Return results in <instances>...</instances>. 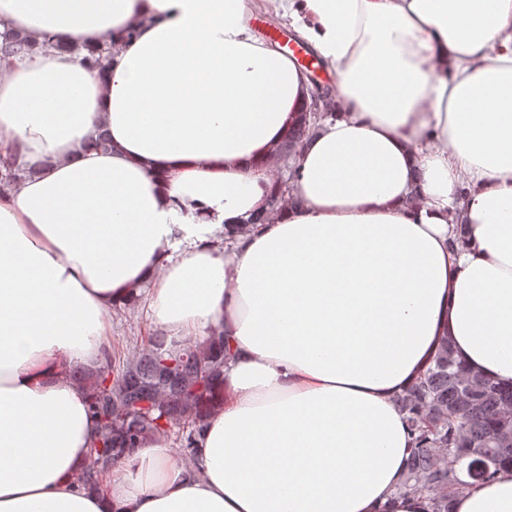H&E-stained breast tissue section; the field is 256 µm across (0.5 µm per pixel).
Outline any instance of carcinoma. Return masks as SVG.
Returning a JSON list of instances; mask_svg holds the SVG:
<instances>
[{
  "mask_svg": "<svg viewBox=\"0 0 512 512\" xmlns=\"http://www.w3.org/2000/svg\"><path fill=\"white\" fill-rule=\"evenodd\" d=\"M32 48L19 31L0 33V60L23 57ZM314 129L315 123L302 119L289 130L280 154L295 156ZM18 168L17 152H0L1 184H9ZM166 344V337L155 335L127 357L110 356L96 374L78 373L91 391L98 421L91 463L81 475L88 487L98 488L122 457L150 441L173 442L186 456L193 451L198 423L221 381L224 336L214 332L175 349ZM399 403L416 434L399 492L429 494L431 512H450L460 461L479 457L489 464L474 485L512 465V448L499 443L503 431L512 433V385L472 375L455 358L448 337L441 338L432 363Z\"/></svg>",
  "mask_w": 512,
  "mask_h": 512,
  "instance_id": "cac0c4a2",
  "label": "carcinoma"
}]
</instances>
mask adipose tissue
I'll list each match as a JSON object with an SVG mask.
<instances>
[{"instance_id": "adipose-tissue-1", "label": "adipose tissue", "mask_w": 512, "mask_h": 512, "mask_svg": "<svg viewBox=\"0 0 512 512\" xmlns=\"http://www.w3.org/2000/svg\"><path fill=\"white\" fill-rule=\"evenodd\" d=\"M259 8L338 79L298 206L272 171L311 81ZM5 29L37 48L0 64V512H429L400 396L444 336L512 383V0H0ZM124 304L222 333L224 380L192 456L145 444L93 491L72 371ZM451 508L512 512V467ZM251 25L255 32L267 41H269V39L266 36L269 37V34H273L276 29H282L284 31L283 34L289 39L293 38L296 40L295 34L293 33L294 31L288 27V24L283 23L271 12L260 9L255 10L251 17Z\"/></svg>"}]
</instances>
